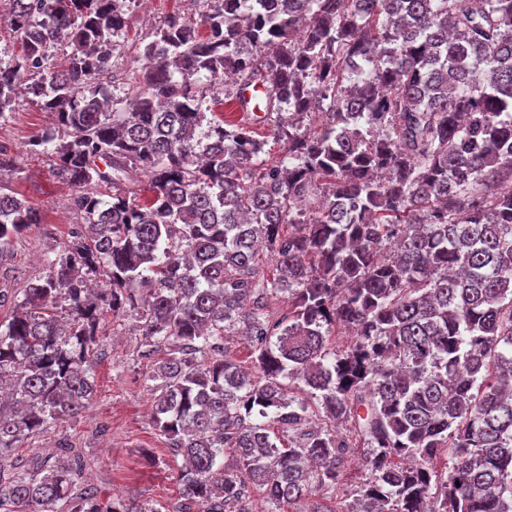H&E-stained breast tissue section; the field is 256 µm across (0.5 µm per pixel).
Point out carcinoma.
Listing matches in <instances>:
<instances>
[{
    "instance_id": "obj_1",
    "label": "carcinoma",
    "mask_w": 512,
    "mask_h": 512,
    "mask_svg": "<svg viewBox=\"0 0 512 512\" xmlns=\"http://www.w3.org/2000/svg\"><path fill=\"white\" fill-rule=\"evenodd\" d=\"M9 2L0 121L21 96L55 114L29 146L82 224L0 323V456L85 413L110 310L167 350L152 422L183 457L177 512H335L352 456L370 477L345 512H512V0H196L112 90L127 0ZM226 73L243 106L265 88L280 156L207 117ZM40 223L0 180V251ZM0 512L154 510L76 496L57 464L0 473Z\"/></svg>"
}]
</instances>
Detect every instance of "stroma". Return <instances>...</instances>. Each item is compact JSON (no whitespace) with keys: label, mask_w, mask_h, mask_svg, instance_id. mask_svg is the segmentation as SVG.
<instances>
[{"label":"stroma","mask_w":512,"mask_h":512,"mask_svg":"<svg viewBox=\"0 0 512 512\" xmlns=\"http://www.w3.org/2000/svg\"><path fill=\"white\" fill-rule=\"evenodd\" d=\"M198 20L194 0H153L151 18H143L137 0L129 10L128 35L114 52L118 83L140 76V47L172 12ZM53 123L52 116L29 98H19L8 121L0 122V144L9 148L13 171L0 174L41 213L0 257V289L16 290L45 276L47 261L60 252L79 218L72 208V191L59 182L49 157L33 153L29 141ZM95 351L93 374L96 393L77 421L52 424L37 437L0 457V470L40 463H81L75 491H96L100 501L121 500L152 512H175L180 502L182 456L155 430L150 419L154 383L149 375L154 361L142 358L146 338L130 316L105 314Z\"/></svg>","instance_id":"35a3bbf8"}]
</instances>
